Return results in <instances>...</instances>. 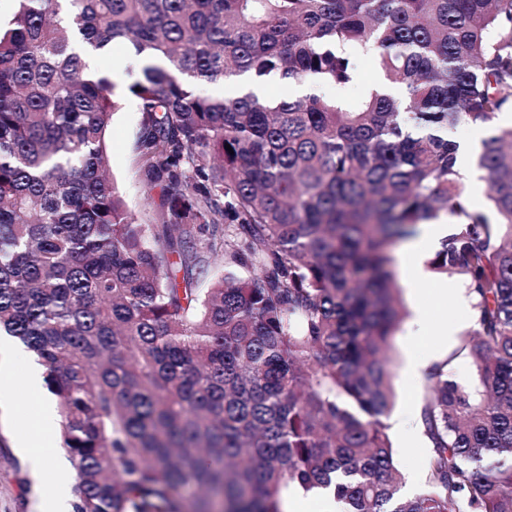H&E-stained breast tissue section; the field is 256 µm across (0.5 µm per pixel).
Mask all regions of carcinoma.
I'll return each instance as SVG.
<instances>
[{
  "label": "carcinoma",
  "mask_w": 512,
  "mask_h": 512,
  "mask_svg": "<svg viewBox=\"0 0 512 512\" xmlns=\"http://www.w3.org/2000/svg\"><path fill=\"white\" fill-rule=\"evenodd\" d=\"M0 27V330L45 368L74 512H512V0H15ZM81 40L140 60L124 89L152 222L106 170L108 77ZM205 96L249 75L345 88ZM459 121L492 126L456 169ZM233 152H228L225 145ZM450 216L428 261L471 295L472 332L426 375L425 489L401 494L384 423L403 317L393 247ZM224 274L209 277L210 259ZM194 488L188 499L183 490ZM483 138V132L481 130H478L475 132L471 138V140L461 145L459 154H458V161H457V168L460 172V175L462 176V181L465 183L468 187V190L465 186V193L467 197L471 198L473 203L477 208H481L484 211H488L490 214L489 209V201H488V193L489 188L488 184L486 182L484 191L483 189V183L479 180L478 176L479 174L475 171V157L479 150L480 141ZM482 192V193H481ZM481 193V194H480ZM473 194V195H472ZM480 194V195H479ZM479 195V196H474ZM492 216V214H491ZM493 217V216H492Z\"/></svg>",
  "instance_id": "cac0c4a2"
}]
</instances>
